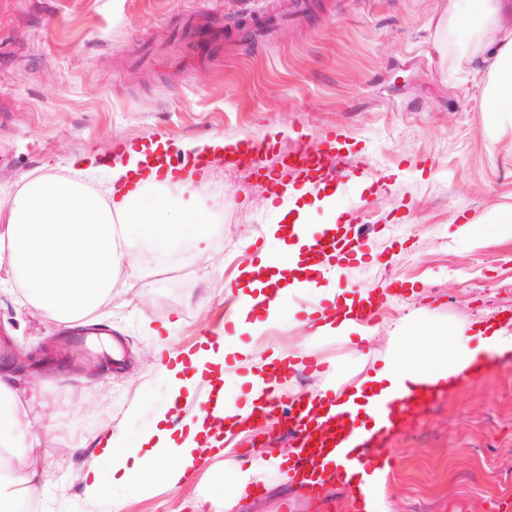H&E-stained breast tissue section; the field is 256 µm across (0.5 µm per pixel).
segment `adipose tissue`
I'll return each mask as SVG.
<instances>
[{
	"label": "adipose tissue",
	"instance_id": "ef3b65f1",
	"mask_svg": "<svg viewBox=\"0 0 512 512\" xmlns=\"http://www.w3.org/2000/svg\"><path fill=\"white\" fill-rule=\"evenodd\" d=\"M507 8L506 0H456L452 12L440 20L461 54L484 42L498 45L484 98V110L492 117L512 112V31L502 25ZM144 160L141 152L115 155L106 197L81 180L46 172L21 175L16 190L0 198V212L7 214L6 230L0 234L4 284L17 289L24 304L45 322L67 325L111 304L120 294L121 275H137L136 259L144 248L163 253L180 249L181 225H194L193 247L198 254L207 252L206 199L191 181L170 172L161 176L148 171ZM298 261L297 251L286 245L260 253L254 265L239 273L232 335L218 347L199 349L188 363L163 368L171 407L182 404L185 393L194 392L204 377L223 379L224 397L211 414L194 410L174 427H152L127 453L113 452L109 443L116 433L104 430L108 446L101 457L110 467L112 512H124L126 492L177 490L193 474L199 478L191 501L194 512H234L253 485L267 483L274 475L287 480L281 469L286 461L282 451L259 448L248 459H223L216 448L221 443L235 445L260 413L270 412L271 385L264 377L273 361L309 355L312 341L349 344L372 340L376 334L374 327L361 321L325 314L323 304L345 302L344 289L315 281L305 286L288 279L287 271L296 269ZM305 287L319 300L318 307L307 309L305 318L293 322L294 328L306 331L305 341L269 354L236 343V335L257 336L280 323L283 298ZM491 347L512 350V332L499 327L492 335L472 337L447 326L422 330L414 317H407L394 330L393 346L377 355L369 373L343 397L353 401L396 386L447 388L452 376ZM241 385L248 388L242 399L235 393ZM44 409L36 391L18 389L10 376L0 374V512H12L15 496L34 499L46 488V473L38 466L42 440L51 431L44 423ZM223 470L231 474L230 488L213 494V478Z\"/></svg>",
	"mask_w": 512,
	"mask_h": 512
}]
</instances>
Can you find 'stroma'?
<instances>
[{"label": "stroma", "mask_w": 512, "mask_h": 512, "mask_svg": "<svg viewBox=\"0 0 512 512\" xmlns=\"http://www.w3.org/2000/svg\"><path fill=\"white\" fill-rule=\"evenodd\" d=\"M264 0H0V192L25 173L54 165L83 168L84 149L101 150L84 183L106 194L103 169L116 144L212 136L271 139V153L228 171L214 159L191 179L214 207L207 258L191 245L175 255L183 276L159 278L139 257L140 276L92 315L101 334L125 339L124 367L91 376L74 362L57 328L31 315L0 288V374L48 403L55 429L43 460L47 488L36 512H108L87 500L86 462L104 426L128 451L167 403L154 348H182L224 323V285L278 238L265 176L297 129L313 144L329 133L353 143L374 190L351 181L336 206L359 208L379 227L371 259L349 270L342 287H399L365 346L315 343L332 373L300 374L292 390L319 391L370 366L401 319L429 324L501 322L512 312V236L495 215L512 210V119L483 110L489 45L460 55L436 29L454 0H313L306 25L284 26L265 44L242 39ZM476 224V238L449 226ZM35 351L25 368L9 351ZM396 460L383 494L389 512H502L512 504V351L488 373L440 394L386 441ZM196 480L176 491L130 494L125 512H178Z\"/></svg>", "instance_id": "35a3bbf8"}]
</instances>
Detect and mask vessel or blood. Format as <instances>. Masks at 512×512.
<instances>
[{
    "mask_svg": "<svg viewBox=\"0 0 512 512\" xmlns=\"http://www.w3.org/2000/svg\"><path fill=\"white\" fill-rule=\"evenodd\" d=\"M311 7V0H286L278 12L256 14L250 25L261 39L278 23L302 21ZM297 143L300 162L292 164L277 160L272 169L274 177L299 179L316 192L350 177L354 165L346 152L340 150L327 158L311 153L305 136H298ZM263 150L262 143H248L245 148L227 151L224 164L232 167L252 163ZM322 237L319 266L345 270L365 259L371 234L356 220L348 219L324 228ZM393 294L389 284L374 289L356 310V318L367 322L377 320ZM321 368L320 358L312 355L298 362H281L271 370L269 378L283 385L299 373H312ZM435 398L431 391L421 397L416 391L396 387L368 399L371 416L365 422L341 408L336 399L329 396L286 397L288 433L297 449L295 459L288 467L289 483L298 488L311 505L322 507L323 512H374V502L392 469V458L382 446L383 439ZM330 473L334 474L337 484L348 489L346 501L340 503L329 496L325 480Z\"/></svg>",
    "mask_w": 512,
    "mask_h": 512,
    "instance_id": "b4317fda",
    "label": "vessel or blood"
}]
</instances>
